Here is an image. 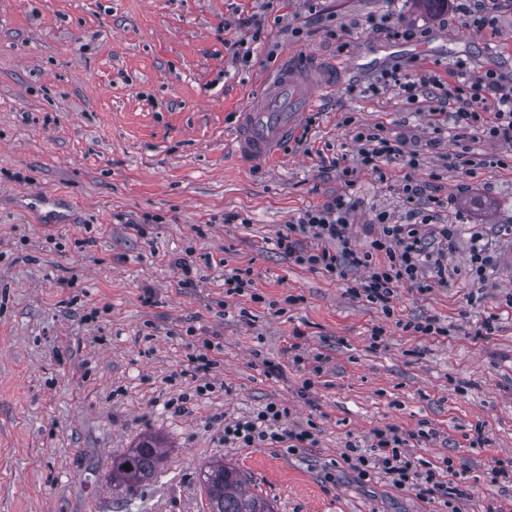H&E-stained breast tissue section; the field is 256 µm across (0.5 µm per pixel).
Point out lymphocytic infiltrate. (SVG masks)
Masks as SVG:
<instances>
[{
	"label": "lymphocytic infiltrate",
	"mask_w": 512,
	"mask_h": 512,
	"mask_svg": "<svg viewBox=\"0 0 512 512\" xmlns=\"http://www.w3.org/2000/svg\"><path fill=\"white\" fill-rule=\"evenodd\" d=\"M392 87L402 92L407 105L428 104L435 129L453 127L456 140L478 133L491 142L512 147V84L502 82L497 73L488 71L473 78L463 62L456 64L447 79L433 71L412 76L392 70L381 73L368 91L377 95ZM352 140L358 147L361 166L372 172H381L385 164L403 155L409 165L419 163L418 151H405L403 141L370 128L355 127ZM430 189V184L406 180L402 186L407 203L403 220L395 222L387 213H377L366 251L352 247L350 230L360 203L346 192L303 211L289 224L287 233L278 236L276 246L294 265L319 269L331 279L346 281L352 295L391 313L401 286H410L424 295L448 284V251L455 245L457 229L452 224L437 223L432 210L424 206ZM360 267L366 268V276L348 280V271ZM286 416V409L268 404L247 419L225 424L224 441L238 448L287 441L297 448L315 444L313 432L287 429ZM407 444L398 429L378 428L367 447L347 444L341 458L361 475L375 471L387 475L399 489L413 483L424 495L439 494L450 500L463 496L460 486L449 483L450 478L459 475L450 458L424 469L406 453Z\"/></svg>",
	"instance_id": "f902f5d3"
}]
</instances>
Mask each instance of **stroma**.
<instances>
[{
  "label": "stroma",
  "instance_id": "obj_1",
  "mask_svg": "<svg viewBox=\"0 0 512 512\" xmlns=\"http://www.w3.org/2000/svg\"><path fill=\"white\" fill-rule=\"evenodd\" d=\"M254 14L265 40L249 64L233 63L226 44L250 39L242 20ZM381 16L425 34L391 38L372 24ZM354 51L360 65L278 158L248 163L232 150L237 112L285 54ZM460 58L512 80V12L479 32L413 0H0V512H206L200 467L216 459L277 512H450L443 498L342 462L347 442L384 426L434 428L407 452L465 471L460 512H512V484L486 479L494 460H512V234L498 232L512 225V163H499L512 150L476 139L484 164L468 175L447 166L457 150L447 133L418 168L395 161L378 175L360 167L346 127L431 138L427 111L398 89L349 88ZM337 153L340 170L321 173L320 156ZM409 174L437 177V221L460 230L448 254L456 274L423 296L401 288L393 317L276 250L287 224L346 190L361 202L353 242L363 245L375 212L403 216ZM41 197L73 223L45 227ZM145 217L141 237L128 223ZM475 224L496 256L480 290L463 272ZM180 257L200 282L183 283ZM247 267L251 294H225V275ZM492 312L495 331L478 335ZM421 316L450 336L404 329ZM212 336L216 368L191 376V355ZM270 402L315 445L225 444V422ZM478 433L484 445L470 447ZM145 434L165 446L162 465L148 484L113 491V454Z\"/></svg>",
  "mask_w": 512,
  "mask_h": 512
}]
</instances>
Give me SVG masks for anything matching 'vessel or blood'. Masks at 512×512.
Instances as JSON below:
<instances>
[{"mask_svg":"<svg viewBox=\"0 0 512 512\" xmlns=\"http://www.w3.org/2000/svg\"><path fill=\"white\" fill-rule=\"evenodd\" d=\"M346 67L335 59L288 56L261 92L236 115L232 147L246 158L272 156L317 104L330 98Z\"/></svg>","mask_w":512,"mask_h":512,"instance_id":"b4317fda","label":"vessel or blood"}]
</instances>
